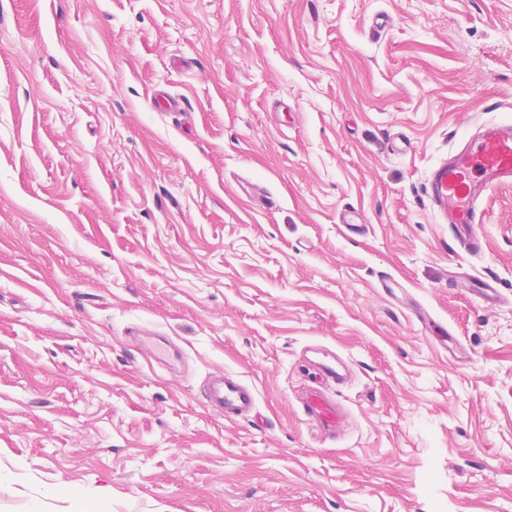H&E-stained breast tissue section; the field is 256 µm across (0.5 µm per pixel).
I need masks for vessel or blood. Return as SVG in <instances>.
<instances>
[{
    "label": "vessel or blood",
    "mask_w": 512,
    "mask_h": 512,
    "mask_svg": "<svg viewBox=\"0 0 512 512\" xmlns=\"http://www.w3.org/2000/svg\"><path fill=\"white\" fill-rule=\"evenodd\" d=\"M511 182L512 124H495L469 147L434 169L430 194L440 217L454 224L459 243L470 250L476 244L484 191L490 186ZM130 335L135 348L167 369H175L182 357L181 350L172 347L165 337L136 328L131 329ZM203 388L206 404L227 419L249 418L257 407L256 387L233 373H212ZM300 403L306 421L325 436L336 435L343 411L324 386L306 388Z\"/></svg>",
    "instance_id": "vessel-or-blood-1"
}]
</instances>
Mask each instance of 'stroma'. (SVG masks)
<instances>
[{"mask_svg":"<svg viewBox=\"0 0 512 512\" xmlns=\"http://www.w3.org/2000/svg\"><path fill=\"white\" fill-rule=\"evenodd\" d=\"M510 122L512 0H0V512H512V185L473 252L428 194ZM216 370L255 418L203 405ZM128 334L131 335L133 346L143 352L150 362L154 361L169 370H174L182 357V351L172 347L163 336L141 333L137 328H131ZM322 385L309 386L301 397V411L305 420L311 423L317 430L328 437L337 434L343 418V411L339 403Z\"/></svg>","mask_w":512,"mask_h":512,"instance_id":"35a3bbf8","label":"stroma"}]
</instances>
